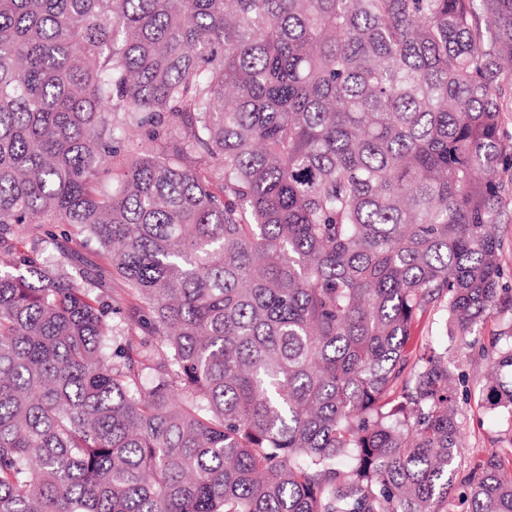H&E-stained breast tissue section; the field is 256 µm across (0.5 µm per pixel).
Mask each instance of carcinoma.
<instances>
[{
  "label": "carcinoma",
  "instance_id": "cac0c4a2",
  "mask_svg": "<svg viewBox=\"0 0 512 512\" xmlns=\"http://www.w3.org/2000/svg\"><path fill=\"white\" fill-rule=\"evenodd\" d=\"M511 221L512 0H0V512H512ZM509 298L503 296L501 309L488 315L479 322L468 337V340L475 341V348L469 347L456 349L453 354L458 372L466 374L469 379L467 388L459 387L460 393L465 394L468 390V401H461V452L466 458H478L485 456L490 448L507 447L506 440L510 433L511 424L508 415L501 414L497 409H490L483 394L482 385L485 384L476 375V364L480 354L478 348L485 345L489 350L484 360H480V367L488 365L492 360L490 343L498 334L512 325V311L509 307ZM464 389V391H463ZM413 332L414 349L416 345H418L417 352H419V345L421 351L424 343H427V340H431V337L445 341L447 340L446 328L440 321L438 315L434 314L433 312L430 314L427 312L425 315H423L421 319L415 323Z\"/></svg>",
  "mask_w": 512,
  "mask_h": 512
}]
</instances>
